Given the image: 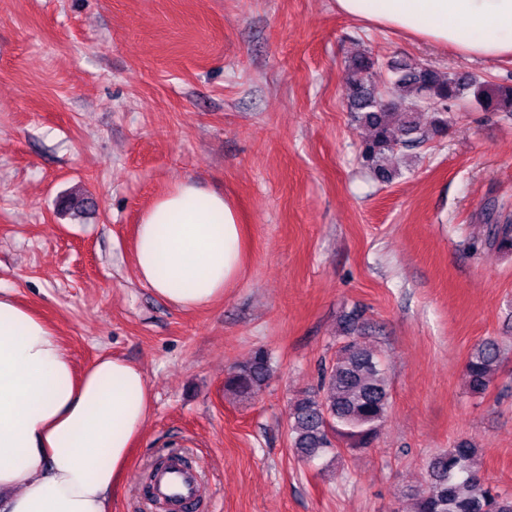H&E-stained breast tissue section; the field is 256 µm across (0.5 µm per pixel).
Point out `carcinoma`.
I'll list each match as a JSON object with an SVG mask.
<instances>
[{
	"label": "carcinoma",
	"mask_w": 512,
	"mask_h": 512,
	"mask_svg": "<svg viewBox=\"0 0 512 512\" xmlns=\"http://www.w3.org/2000/svg\"><path fill=\"white\" fill-rule=\"evenodd\" d=\"M387 71L386 83L373 82ZM345 95L355 122L369 130L358 159L378 179L396 175L395 160L448 131V113L472 100L487 112L512 116V83H491L467 71L441 73L408 58L382 59L365 50L347 64ZM429 116V125L419 115ZM486 244L512 251V221L486 213ZM363 314L354 309L341 320L335 357L322 369L317 389L297 397L288 414L291 447L303 460L337 458L342 451L370 448L377 441L389 408V385L378 351L361 340ZM502 346L485 339L469 354L465 370L472 394L482 395L493 383ZM270 356L262 348L226 374L224 389L235 396H258L271 375ZM477 448L463 441L432 456L425 465L426 491L413 512H512V493L489 485L475 466Z\"/></svg>",
	"instance_id": "obj_1"
}]
</instances>
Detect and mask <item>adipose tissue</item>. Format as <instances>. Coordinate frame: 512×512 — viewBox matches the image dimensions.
Segmentation results:
<instances>
[{
  "label": "adipose tissue",
  "instance_id": "1",
  "mask_svg": "<svg viewBox=\"0 0 512 512\" xmlns=\"http://www.w3.org/2000/svg\"><path fill=\"white\" fill-rule=\"evenodd\" d=\"M337 12L489 61L512 58V0H335ZM234 203L188 178L137 226L140 281L179 309L222 299L247 258ZM154 412L144 370L77 367L54 328L0 290V512H112Z\"/></svg>",
  "mask_w": 512,
  "mask_h": 512
}]
</instances>
